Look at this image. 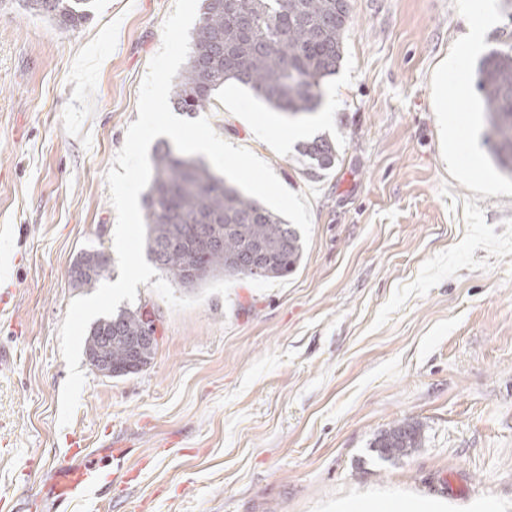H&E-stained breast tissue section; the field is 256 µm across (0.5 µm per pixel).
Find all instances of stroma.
<instances>
[{
    "mask_svg": "<svg viewBox=\"0 0 512 512\" xmlns=\"http://www.w3.org/2000/svg\"><path fill=\"white\" fill-rule=\"evenodd\" d=\"M481 45L468 34L482 10ZM173 0H94L75 30L0 0V512H336L384 492L432 512H512V177L483 142L481 58L512 43L500 0H350L343 62L292 117L228 83L202 111L311 208L299 268L263 283L167 272L137 287L157 349L86 376L60 425L59 327L81 254L113 253L106 173ZM461 74H444L449 51ZM463 96L439 103L440 82ZM466 120L463 145L450 128ZM337 148L313 176L294 123ZM417 422L383 461L374 438ZM126 462L91 504L53 507L74 448ZM420 428L417 424L403 420L388 430L378 434L373 448H378L380 458L395 461L407 457L421 448Z\"/></svg>",
    "mask_w": 512,
    "mask_h": 512,
    "instance_id": "35a3bbf8",
    "label": "stroma"
}]
</instances>
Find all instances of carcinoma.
<instances>
[{"label": "carcinoma", "mask_w": 512, "mask_h": 512, "mask_svg": "<svg viewBox=\"0 0 512 512\" xmlns=\"http://www.w3.org/2000/svg\"><path fill=\"white\" fill-rule=\"evenodd\" d=\"M93 0H23L30 11L66 29L89 19ZM339 0H206L192 33V50L172 85L174 107L199 112L213 92L234 81L272 108L291 116L312 112L324 79L336 74L351 23ZM475 87L483 102L484 140L497 167L512 177V45L482 59ZM314 172L336 164L335 143L317 136L301 144ZM153 178L145 195L146 251L151 262L179 286L192 290L210 277L285 278L301 264L300 230L211 172L202 161L165 144L156 149ZM211 224L224 225L217 246L205 243ZM265 242L268 257L253 264L250 245ZM110 257L86 253L77 261L93 274L75 276L77 288H93L108 272ZM142 310H120L90 327L85 349L112 337V364L127 355L126 339L144 329ZM422 445L417 424L403 420L378 434L373 447L385 461L407 457Z\"/></svg>", "instance_id": "obj_1"}]
</instances>
